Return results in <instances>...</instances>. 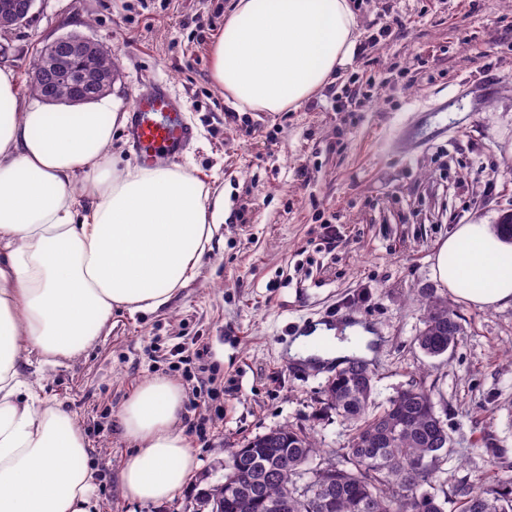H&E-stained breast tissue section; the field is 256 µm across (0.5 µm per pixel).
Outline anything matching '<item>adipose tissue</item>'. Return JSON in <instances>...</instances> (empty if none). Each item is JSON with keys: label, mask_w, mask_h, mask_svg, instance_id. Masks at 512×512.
<instances>
[{"label": "adipose tissue", "mask_w": 512, "mask_h": 512, "mask_svg": "<svg viewBox=\"0 0 512 512\" xmlns=\"http://www.w3.org/2000/svg\"><path fill=\"white\" fill-rule=\"evenodd\" d=\"M352 0H232L209 47L210 76L240 112H291L350 64ZM126 119L109 98L27 109L0 69V512H99L75 416L28 382L25 356L54 365L82 353L114 313H152L200 273L220 236L224 199L179 165L113 160ZM432 272L461 302L512 305V241L460 224ZM318 326L292 353L364 355ZM183 392L143 382L119 413L133 448L117 472L125 498L162 504L200 462L181 426Z\"/></svg>", "instance_id": "obj_1"}]
</instances>
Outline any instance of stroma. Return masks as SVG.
<instances>
[{
	"mask_svg": "<svg viewBox=\"0 0 512 512\" xmlns=\"http://www.w3.org/2000/svg\"><path fill=\"white\" fill-rule=\"evenodd\" d=\"M353 5L351 64L292 112L237 111L212 81L229 0H36L0 34V68L32 106L38 48L69 33L111 50L118 112L166 83L195 132L179 165L224 195V240L168 307L115 315L78 357L52 366L33 354L24 367L80 423L100 512H184L192 498L135 503L117 482L131 447L118 412L157 376L184 389L201 472L288 425L347 447L348 428L322 404L340 363L289 354L317 324L372 335L377 400L425 379L452 441L447 483L487 458L512 474V306L464 304L432 272L456 225L512 212V0ZM430 293L463 326L436 357L415 342Z\"/></svg>",
	"mask_w": 512,
	"mask_h": 512,
	"instance_id": "stroma-1",
	"label": "stroma"
}]
</instances>
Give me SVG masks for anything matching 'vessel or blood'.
Masks as SVG:
<instances>
[{
  "mask_svg": "<svg viewBox=\"0 0 512 512\" xmlns=\"http://www.w3.org/2000/svg\"><path fill=\"white\" fill-rule=\"evenodd\" d=\"M130 112L128 138L140 165H162L180 158L187 150L193 132L184 118L183 103L166 84H156L137 96Z\"/></svg>",
  "mask_w": 512,
  "mask_h": 512,
  "instance_id": "1",
  "label": "vessel or blood"
}]
</instances>
